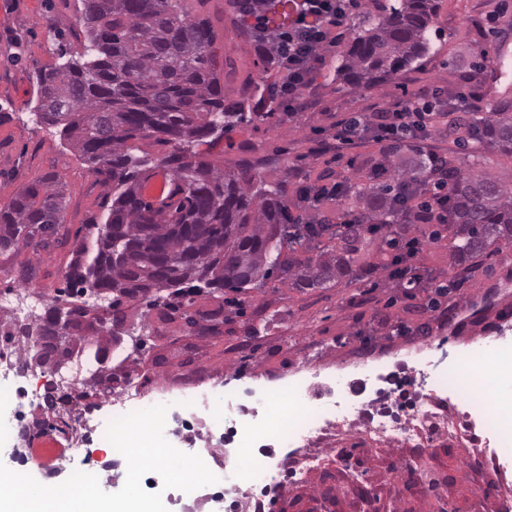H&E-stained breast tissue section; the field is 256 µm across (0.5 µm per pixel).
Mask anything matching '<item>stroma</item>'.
I'll return each mask as SVG.
<instances>
[{
  "mask_svg": "<svg viewBox=\"0 0 512 512\" xmlns=\"http://www.w3.org/2000/svg\"><path fill=\"white\" fill-rule=\"evenodd\" d=\"M186 6L212 22L209 51L225 96L254 102L248 82L258 76L260 55L234 27L227 0H187ZM82 9V0H0V208L39 179L54 181L64 204L56 242L0 252V296L11 298L0 305L1 323L16 321L15 305H27L33 295L48 302L65 290L75 250L94 245L92 227L105 222L112 204L111 184L90 171L59 127L40 123L35 113L39 72L57 66L60 50H83ZM432 28L437 35L426 57L360 94L340 89L337 58L326 54L304 109L238 124L211 149L209 161L258 162L264 180L284 182L290 212L316 222L333 204L309 206L301 202L300 188L324 171H342L332 148L339 120L416 91L457 89L475 64L498 77L495 86H480L484 101L512 91V0H439ZM489 263L490 273L457 285L435 307L429 292L388 287L381 272L360 288H297L276 274L262 287L228 290L220 299L198 296L167 318L146 303L126 301V334L118 349L127 357V373L147 384L214 373L242 388L285 374L308 356L343 370L352 359L390 353L395 394L389 409L402 414L412 400L405 352L419 343L420 325L444 338L452 356L483 336L512 337V320L504 318L512 307V246H503ZM190 316L195 325L187 324ZM342 449L349 464L329 460L288 480L266 512H498L494 501L480 497L496 477L465 444L434 437L421 451L398 445L368 451L351 437Z\"/></svg>",
  "mask_w": 512,
  "mask_h": 512,
  "instance_id": "1",
  "label": "stroma"
}]
</instances>
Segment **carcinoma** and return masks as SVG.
Masks as SVG:
<instances>
[{"label": "carcinoma", "instance_id": "1", "mask_svg": "<svg viewBox=\"0 0 512 512\" xmlns=\"http://www.w3.org/2000/svg\"><path fill=\"white\" fill-rule=\"evenodd\" d=\"M183 0H83L87 44L77 58L39 75L38 118L63 132L89 169L112 180V205L98 234L96 251L75 252L66 272L70 287L113 295L102 311L74 325L54 344L52 326L60 311L75 307L53 298L44 312L23 324L7 325L22 344L26 367L59 371L73 353L95 338V362L118 344L101 324L125 321L120 298L169 308L164 297L242 291L275 272L297 288L328 282L350 287L370 271L397 266L401 278L418 250L395 234L398 215L428 209L439 199L424 178L420 159L382 158L368 176L356 172L346 210L336 219L303 224L291 216L286 189L266 183L246 159L230 169L214 166L198 151L213 146L214 135L245 120L243 104L224 99L208 48L210 24L184 10ZM234 23L246 31L267 66L276 55V34L296 25L305 0H258L243 12L228 0ZM438 0H396L361 25L337 56L336 77L352 93H363L395 78L429 51L427 33ZM448 135L460 147L473 141L485 151L512 159V97L503 94L485 114L448 121ZM154 139L166 146L156 159L134 153L131 141ZM455 177L448 184V219L420 237V244L448 240L454 266L470 276L476 259L494 254L492 246L512 243V188L473 166L448 156ZM170 188L158 202L143 199L144 183L157 174ZM62 202L47 180L22 188L0 208V251L17 252L48 244L57 234ZM353 216V223L343 217ZM326 238L322 252L280 260L285 244ZM85 385L112 389L105 368Z\"/></svg>", "mask_w": 512, "mask_h": 512}]
</instances>
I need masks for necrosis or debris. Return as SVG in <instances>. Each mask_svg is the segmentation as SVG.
Segmentation results:
<instances>
[{
  "mask_svg": "<svg viewBox=\"0 0 512 512\" xmlns=\"http://www.w3.org/2000/svg\"><path fill=\"white\" fill-rule=\"evenodd\" d=\"M438 344L429 342L415 356L417 368L412 381L415 400L400 418L379 414L358 432L361 441L419 446L423 435L454 430L470 435L472 413L482 406L468 380V363L457 360L437 368ZM14 344L0 340V400L12 407V419L0 424V436L25 429L26 411L38 406L39 389L18 391L26 379ZM119 390L112 403L113 416L157 405L167 408L165 438L177 449L199 454L219 473L210 493L186 494L183 512H203L206 503L227 504L237 512L240 494L258 499L268 489L284 483L288 476L318 466L322 450L337 436L355 430L366 405L353 397L352 385L338 372L321 373L307 363L300 374L284 384L241 390L221 380L202 381L173 392L146 393L124 372H116ZM69 408L80 411L82 436L65 442L43 433L41 449H29L30 458L45 456L51 469L94 474L106 465L120 466L124 458L106 438L107 423L98 413L82 407L77 394H70ZM277 448L288 449L276 467L262 457Z\"/></svg>",
  "mask_w": 512,
  "mask_h": 512,
  "instance_id": "obj_1",
  "label": "necrosis or debris"
}]
</instances>
